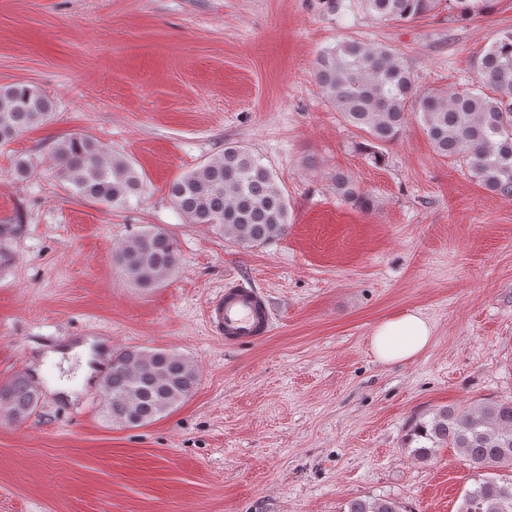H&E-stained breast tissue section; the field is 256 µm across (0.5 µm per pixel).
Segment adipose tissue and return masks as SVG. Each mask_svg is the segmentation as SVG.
<instances>
[{
	"mask_svg": "<svg viewBox=\"0 0 512 512\" xmlns=\"http://www.w3.org/2000/svg\"><path fill=\"white\" fill-rule=\"evenodd\" d=\"M432 341L430 323L417 312H408L379 323L371 336V350L384 363L414 360Z\"/></svg>",
	"mask_w": 512,
	"mask_h": 512,
	"instance_id": "ef3b65f1",
	"label": "adipose tissue"
}]
</instances>
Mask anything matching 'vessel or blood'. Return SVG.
Returning a JSON list of instances; mask_svg holds the SVG:
<instances>
[{
  "label": "vessel or blood",
  "instance_id": "b4317fda",
  "mask_svg": "<svg viewBox=\"0 0 512 512\" xmlns=\"http://www.w3.org/2000/svg\"><path fill=\"white\" fill-rule=\"evenodd\" d=\"M204 318L211 335L228 346L261 341L273 323L265 296L242 279L227 282L222 291L209 299Z\"/></svg>",
  "mask_w": 512,
  "mask_h": 512
}]
</instances>
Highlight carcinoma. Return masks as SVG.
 Returning a JSON list of instances; mask_svg holds the SVG:
<instances>
[{
    "mask_svg": "<svg viewBox=\"0 0 512 512\" xmlns=\"http://www.w3.org/2000/svg\"><path fill=\"white\" fill-rule=\"evenodd\" d=\"M446 2L459 17L487 12L491 0H357L378 20L411 22ZM476 87L461 91L420 90L401 54L389 45L343 38L324 49L315 63L317 85L344 121L364 133L357 147L376 163L398 142L414 114L437 154L463 161L471 179L512 197V31H504L474 61ZM52 101L26 84L0 86V145L50 119ZM56 175L71 193L114 208L138 201L144 175L127 157L80 134L56 143ZM168 193L188 224H213L248 247H264L288 233L287 194L270 166L240 142L172 181ZM336 193L362 209L368 195L351 176L336 174ZM22 225L0 222V263ZM113 261L139 288H154L178 269L177 240L150 226L118 245ZM199 372L187 356L172 350H112V368L102 383V411L115 425L137 428L169 414L196 390ZM40 393L16 373L0 385V417L26 420ZM415 458L428 461L442 448L457 450L474 473L458 512H512V398L474 400L416 419L406 438ZM343 512H402L390 499L356 497Z\"/></svg>",
    "mask_w": 512,
    "mask_h": 512,
    "instance_id": "1",
    "label": "carcinoma"
}]
</instances>
